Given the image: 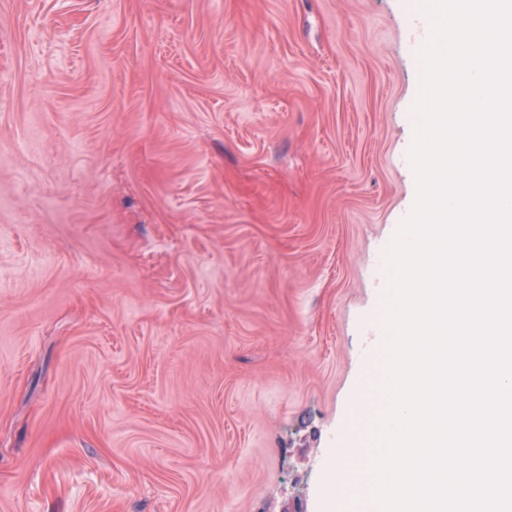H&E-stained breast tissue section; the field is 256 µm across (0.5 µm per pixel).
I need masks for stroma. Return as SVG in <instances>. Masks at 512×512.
Here are the masks:
<instances>
[{"instance_id":"stroma-1","label":"stroma","mask_w":512,"mask_h":512,"mask_svg":"<svg viewBox=\"0 0 512 512\" xmlns=\"http://www.w3.org/2000/svg\"><path fill=\"white\" fill-rule=\"evenodd\" d=\"M428 0H0V512H335Z\"/></svg>"}]
</instances>
